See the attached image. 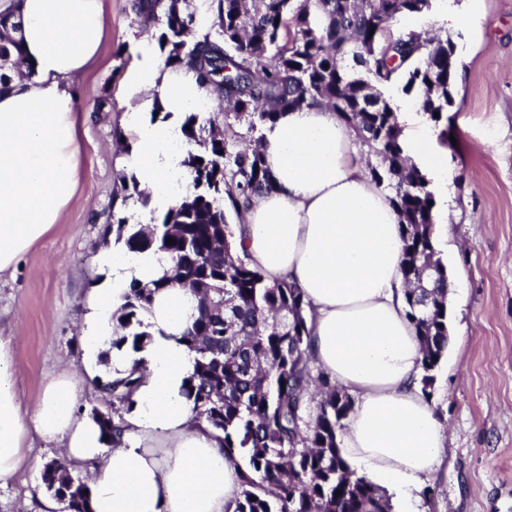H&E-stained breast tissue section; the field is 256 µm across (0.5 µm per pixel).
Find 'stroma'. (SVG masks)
Returning <instances> with one entry per match:
<instances>
[{"label": "stroma", "instance_id": "obj_1", "mask_svg": "<svg viewBox=\"0 0 512 512\" xmlns=\"http://www.w3.org/2000/svg\"><path fill=\"white\" fill-rule=\"evenodd\" d=\"M130 0H104L112 38L104 62L78 87L85 116L79 192L59 230L0 279V339L19 368L16 393L34 404L64 366L84 384L78 412L125 415L105 399L102 371L84 362L81 329L94 297L112 280L100 262L112 248V207L138 205L125 190L132 171L118 147L126 138L118 94L133 60ZM459 59L449 107L452 205L436 238L448 267V350L431 401L448 437L435 479L414 493L417 512H512V0H483L470 35L453 34ZM112 105L97 111L100 97ZM21 479L0 485V512H42L50 499L43 467L63 449L33 441Z\"/></svg>", "mask_w": 512, "mask_h": 512}]
</instances>
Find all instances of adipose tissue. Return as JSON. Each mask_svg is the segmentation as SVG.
<instances>
[{
	"mask_svg": "<svg viewBox=\"0 0 512 512\" xmlns=\"http://www.w3.org/2000/svg\"><path fill=\"white\" fill-rule=\"evenodd\" d=\"M0 13L20 20L24 73L0 90V278L54 233L75 197L81 174L84 116L73 83L102 62L110 35L103 0H0ZM120 87L133 139L130 166L138 187L164 215L194 190L184 164L180 125L213 97L193 67L165 65L152 32L140 35ZM261 152L271 189L253 196L237 253L273 285L302 289L311 330L312 363L356 402L338 437L350 470L406 504L443 463L445 429L419 392L420 344L406 317L400 221L389 193L366 174L360 145L326 107L281 111L263 131ZM407 156L437 193L440 213L451 201L445 151L422 117L402 125ZM110 288L92 306L82 335L88 363L112 340V314L131 280L157 278L153 254L104 253ZM197 299L172 286L155 294L149 314L155 337L138 354L113 351L111 377L141 363L123 431L105 445L93 417L75 411L79 383L62 369L34 406L16 396L13 352L0 342V482L25 462L29 433L59 443L69 460L90 467L93 512H234L240 487L222 436L196 420L183 386L194 356L181 341Z\"/></svg>",
	"mask_w": 512,
	"mask_h": 512,
	"instance_id": "adipose-tissue-1",
	"label": "adipose tissue"
}]
</instances>
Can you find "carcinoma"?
Segmentation results:
<instances>
[{
    "label": "carcinoma",
    "mask_w": 512,
    "mask_h": 512,
    "mask_svg": "<svg viewBox=\"0 0 512 512\" xmlns=\"http://www.w3.org/2000/svg\"><path fill=\"white\" fill-rule=\"evenodd\" d=\"M213 38L191 42L200 22L180 0H130L138 23L154 27L165 64L194 67L198 84L220 111L185 116L182 135L199 149L184 161L193 194L159 224L112 215L116 242L128 252L161 253L173 263L152 286L132 281L112 317L111 350L139 352L152 340L147 321L155 290L179 284L197 296V317L182 342L196 355L183 388L195 414L224 434L241 492L235 512H390L382 490L355 476L338 454L337 433L354 406L349 393L313 374L304 295L296 284L269 286L246 259L233 255L227 222L271 184L260 140L231 151L232 121L256 132L283 108L324 106L337 112L380 162L367 166L401 218L407 315L421 347L422 396L431 400L433 372L448 349V268L437 256L428 183L404 156L394 108L379 87L399 78L434 122L453 105L458 67L454 42L439 33L398 35L391 23L420 14L431 0H213ZM19 25L0 13V89L22 62ZM439 116H434V113ZM208 125H202L203 120ZM173 243H166V239ZM137 370L110 380L112 400L130 408ZM102 436L121 422L99 415ZM43 478L65 512H92L90 488L50 461Z\"/></svg>",
    "instance_id": "carcinoma-1"
}]
</instances>
